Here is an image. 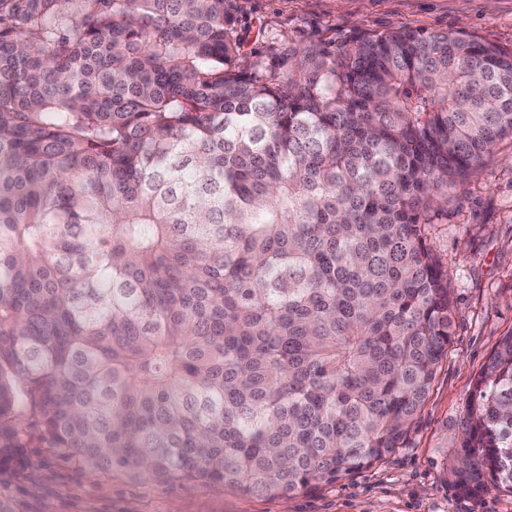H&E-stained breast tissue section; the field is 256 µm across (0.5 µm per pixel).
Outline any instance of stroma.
Returning <instances> with one entry per match:
<instances>
[{"label": "stroma", "mask_w": 512, "mask_h": 512, "mask_svg": "<svg viewBox=\"0 0 512 512\" xmlns=\"http://www.w3.org/2000/svg\"><path fill=\"white\" fill-rule=\"evenodd\" d=\"M247 30L242 54L270 63L285 46L311 43L344 53L366 37L421 28L478 37L512 50V0H236ZM429 243L448 273L454 340L441 360L405 448L347 480L291 497L246 495L223 486L159 484L88 474L46 448L0 474L11 512H512V495L460 496L448 478L473 384L512 332V138L479 174L458 186Z\"/></svg>", "instance_id": "stroma-1"}]
</instances>
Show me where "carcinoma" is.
<instances>
[{
	"instance_id": "1",
	"label": "carcinoma",
	"mask_w": 512,
	"mask_h": 512,
	"mask_svg": "<svg viewBox=\"0 0 512 512\" xmlns=\"http://www.w3.org/2000/svg\"><path fill=\"white\" fill-rule=\"evenodd\" d=\"M233 0H0V472L290 496L405 447L429 245L512 137V52L403 29L242 61ZM512 493V333L449 466Z\"/></svg>"
}]
</instances>
